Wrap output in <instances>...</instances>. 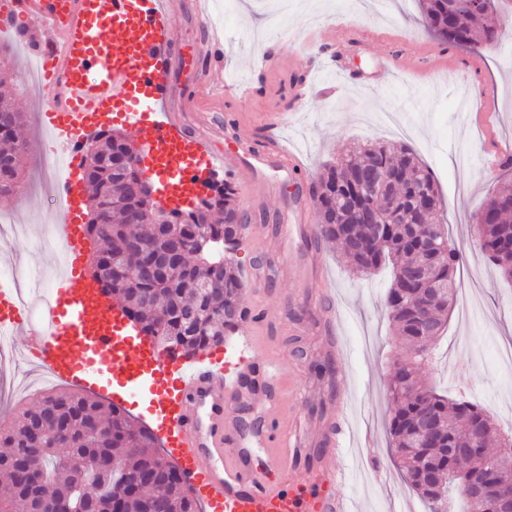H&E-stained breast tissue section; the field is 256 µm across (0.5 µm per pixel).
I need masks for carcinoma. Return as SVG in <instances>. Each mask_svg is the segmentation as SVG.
<instances>
[{
  "mask_svg": "<svg viewBox=\"0 0 512 512\" xmlns=\"http://www.w3.org/2000/svg\"><path fill=\"white\" fill-rule=\"evenodd\" d=\"M424 27L448 44L477 51L499 42L501 26L480 21L456 0H423ZM10 75L0 71V164L21 169L27 142L17 140L19 113L12 107ZM134 150L113 129L93 136L85 149L88 239L97 249L90 273L118 299L127 318L163 348L185 358L221 345L245 318L243 283L236 254L242 244L245 215L224 186L191 209H171L161 223L156 202L142 206L149 216L130 224L121 202L142 179L137 166L112 169V158ZM318 211L316 241L336 245L356 274L388 266L387 304L395 332L407 355L395 363L388 384L391 412L388 432L406 483L438 512L439 496L462 499L473 512L465 487L489 467L512 473V453L497 436L483 433L478 455L451 456L448 447L469 448L486 409L465 399H450L417 381L419 362L448 323V303L456 290L461 251L449 241L447 218L437 185L405 146L377 142L352 147L326 163L312 184ZM479 214L480 251L512 281V183L503 182ZM141 243L149 254L180 244L181 263L160 279L129 274L124 258ZM222 264L219 283L207 280L212 265ZM433 419L436 431L420 448L410 437L421 419ZM153 430L136 426L125 411L93 396L52 392L0 427V512H44L47 504H72L82 512H199L175 465L158 454ZM148 473L156 480L132 490V480Z\"/></svg>",
  "mask_w": 512,
  "mask_h": 512,
  "instance_id": "obj_1",
  "label": "carcinoma"
}]
</instances>
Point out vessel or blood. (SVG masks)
<instances>
[{"mask_svg": "<svg viewBox=\"0 0 512 512\" xmlns=\"http://www.w3.org/2000/svg\"><path fill=\"white\" fill-rule=\"evenodd\" d=\"M24 28L54 34L33 44L26 60L46 71L35 95L38 112L66 163L54 186L65 266L38 324L0 284V334L23 336L24 353L54 380L117 407L145 408L205 512H350L334 492L345 479L341 422L328 426L327 450L301 466L302 442L284 421L282 400L260 399L243 387L250 361H228L216 351L191 364L165 353L130 327L121 305L85 267L79 145L93 130L122 126L138 133L145 145L138 166L173 208L192 204L203 178L218 166L238 185L278 192L266 174L296 175L297 158L272 133L257 148L240 140L223 149L184 129L167 105L171 70L182 64L181 52L171 49L170 0H14L13 9L0 11V32ZM223 46L220 28L196 45L195 94L209 88V63ZM323 53L331 70L346 72L345 38L327 35ZM318 295L324 351L341 356L328 282H321ZM257 448L265 451L259 466L252 462Z\"/></svg>", "mask_w": 512, "mask_h": 512, "instance_id": "1", "label": "vessel or blood"}]
</instances>
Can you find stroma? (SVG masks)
I'll list each match as a JSON object with an SVG mask.
<instances>
[{"instance_id":"obj_1","label":"stroma","mask_w":512,"mask_h":512,"mask_svg":"<svg viewBox=\"0 0 512 512\" xmlns=\"http://www.w3.org/2000/svg\"><path fill=\"white\" fill-rule=\"evenodd\" d=\"M316 9L276 15L270 0H240L236 10L212 14L227 40L222 63L212 68L214 88L197 102L184 104L190 73L174 80L176 108L191 128L210 136L237 123L245 142L259 145L266 118L289 113L278 135L301 155L306 168L285 182L279 195L258 186L238 190V204L263 232H276L288 262L300 265L309 248L297 232L296 215L317 221L310 184L322 165L358 143L392 142L408 146L439 185L449 235L462 250L460 271L467 289L484 302L487 313L465 317L461 307L448 313V329L434 348L421 378L449 397L483 405L502 432L512 434V368L497 352L512 340V283L487 263L476 244L473 219L499 186L497 154L512 150V9L502 15L500 43L468 51L448 45L421 23L418 0H389L376 13L372 0H315ZM340 28L355 48L350 70L363 85H342L340 76L321 69L306 105L295 107L294 86L309 76L310 56L327 25ZM275 48V66L261 72L253 60ZM15 105L23 114L21 134L28 151L19 194L0 196V219L24 213L31 245L0 242V281L22 268L38 273L49 268L53 252L45 236L59 220V200L44 174L50 152L27 84L15 88ZM320 265L331 278L341 313L339 337L347 356L340 364L346 387L317 378L322 361L318 317L301 302H289L293 285L266 269L264 306L253 320L261 340L250 357L261 366L267 350L282 353L280 380L289 394L285 406L309 451L323 448L319 433L336 409L338 393L348 397V441L344 459L347 480L339 488L351 512H427L425 503L405 484L393 461L386 432L389 401L386 384L394 363L405 351L396 340L386 295L389 270L354 275L345 256L319 247ZM41 373L32 368L0 370V413L13 416L42 397Z\"/></svg>"}]
</instances>
